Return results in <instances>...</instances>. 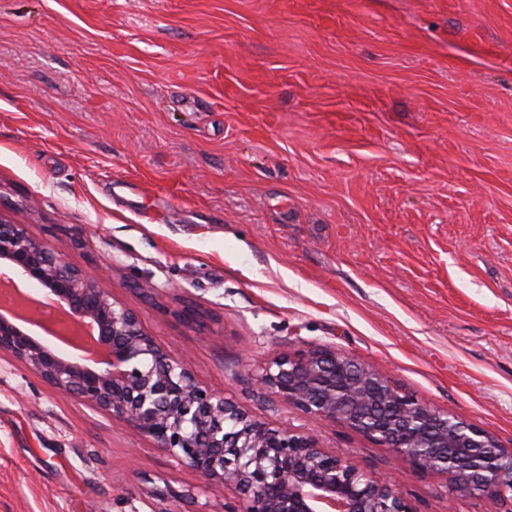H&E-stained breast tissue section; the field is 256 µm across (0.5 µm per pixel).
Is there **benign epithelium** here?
I'll list each match as a JSON object with an SVG mask.
<instances>
[{"label":"benign epithelium","mask_w":512,"mask_h":512,"mask_svg":"<svg viewBox=\"0 0 512 512\" xmlns=\"http://www.w3.org/2000/svg\"><path fill=\"white\" fill-rule=\"evenodd\" d=\"M13 271L37 281L47 302L20 293L15 310L0 311V357L107 413L205 479L222 481L235 492L223 512H416L393 484L325 449L317 436L256 419L201 383L96 274L41 244L26 225L0 220V288L16 287ZM48 302L69 332L95 329L102 362L69 359L19 326H51L43 315ZM256 382L285 404L389 448L420 473L446 476L448 502L487 497L512 512V448L352 357L327 347L281 353Z\"/></svg>","instance_id":"1"}]
</instances>
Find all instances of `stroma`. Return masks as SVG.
<instances>
[{"instance_id": "35a3bbf8", "label": "stroma", "mask_w": 512, "mask_h": 512, "mask_svg": "<svg viewBox=\"0 0 512 512\" xmlns=\"http://www.w3.org/2000/svg\"><path fill=\"white\" fill-rule=\"evenodd\" d=\"M0 218L101 273L256 418L394 479L416 512H500L243 362L333 348L512 448V0H0ZM224 495L0 359V512Z\"/></svg>"}]
</instances>
